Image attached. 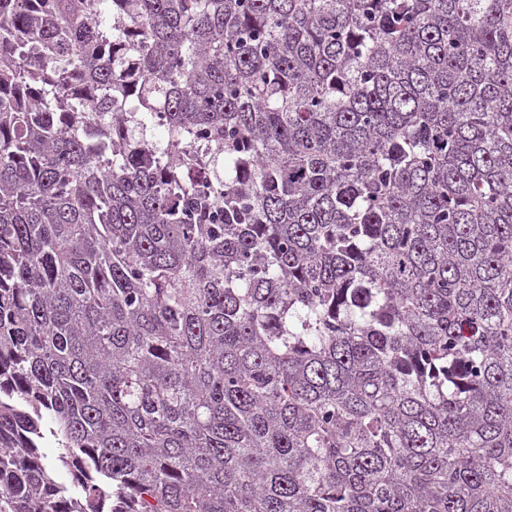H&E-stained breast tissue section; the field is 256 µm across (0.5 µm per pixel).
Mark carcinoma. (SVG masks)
Here are the masks:
<instances>
[{"label": "carcinoma", "mask_w": 512, "mask_h": 512, "mask_svg": "<svg viewBox=\"0 0 512 512\" xmlns=\"http://www.w3.org/2000/svg\"><path fill=\"white\" fill-rule=\"evenodd\" d=\"M0 512H512V0H0Z\"/></svg>", "instance_id": "cac0c4a2"}]
</instances>
